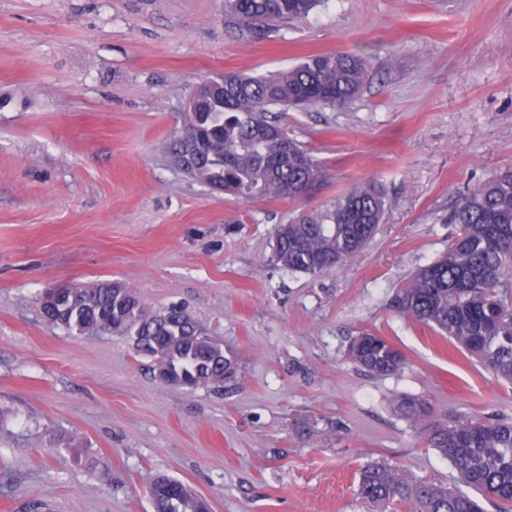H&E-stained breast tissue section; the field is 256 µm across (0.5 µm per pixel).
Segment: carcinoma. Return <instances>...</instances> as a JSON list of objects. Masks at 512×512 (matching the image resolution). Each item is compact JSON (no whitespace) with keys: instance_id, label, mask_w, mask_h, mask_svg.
I'll return each mask as SVG.
<instances>
[{"instance_id":"carcinoma-1","label":"carcinoma","mask_w":512,"mask_h":512,"mask_svg":"<svg viewBox=\"0 0 512 512\" xmlns=\"http://www.w3.org/2000/svg\"><path fill=\"white\" fill-rule=\"evenodd\" d=\"M319 0H227L230 13L259 29L307 16ZM368 59L342 52L306 56L294 67L242 76L226 72L189 93L184 133L168 150L175 164L210 189L233 198L299 202L321 187L324 170L288 136L274 109L344 110L359 97ZM386 199L366 180L314 210H295L279 225L273 258L290 272L319 274L360 253L383 219ZM456 230L448 249L407 277L393 299L413 322L451 341L497 379L512 384V170H505L460 197L449 216ZM49 323L79 334L124 335L138 329L141 354L161 369L183 372L192 388H222L238 379L237 355L200 332L183 307L155 311L128 286L109 281L78 285L63 300L39 302ZM346 358L377 376L406 363L388 340L361 333ZM401 417L418 426L427 447L447 460L471 492H450L425 481L406 480L397 466L373 463L359 473L357 495L371 512L393 506L410 512H512V421L475 415L429 421L430 402L400 394L391 398ZM153 512H204L205 501L179 480L154 476L147 483Z\"/></svg>"}]
</instances>
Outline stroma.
I'll list each match as a JSON object with an SVG mask.
<instances>
[{
    "label": "stroma",
    "instance_id": "obj_1",
    "mask_svg": "<svg viewBox=\"0 0 512 512\" xmlns=\"http://www.w3.org/2000/svg\"><path fill=\"white\" fill-rule=\"evenodd\" d=\"M336 51L369 60L359 99L281 117L325 170L314 197L225 198L174 166L193 86ZM508 168L512 0H322L260 35L224 0H0V512H152L153 475L210 512H367L374 461L459 488L391 396L512 420V386L393 298L447 249L455 201ZM370 178L387 208L361 253L319 275L275 264L289 212ZM100 281L185 307L237 351V384L166 385L129 342L42 318L47 288ZM362 332L404 368L349 362Z\"/></svg>",
    "mask_w": 512,
    "mask_h": 512
}]
</instances>
